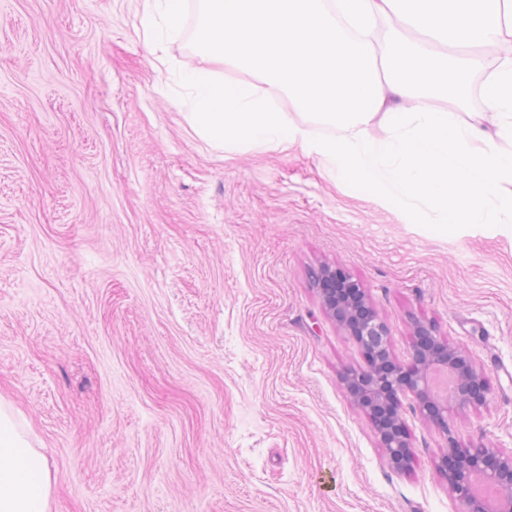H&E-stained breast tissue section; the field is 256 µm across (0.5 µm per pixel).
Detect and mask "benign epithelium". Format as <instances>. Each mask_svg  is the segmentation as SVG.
<instances>
[{"instance_id": "obj_1", "label": "benign epithelium", "mask_w": 512, "mask_h": 512, "mask_svg": "<svg viewBox=\"0 0 512 512\" xmlns=\"http://www.w3.org/2000/svg\"><path fill=\"white\" fill-rule=\"evenodd\" d=\"M311 278L325 314L362 352L365 365L346 369L342 383L369 419L391 467L405 472L414 463L400 399L410 394L413 412L445 438L435 467L464 512H512V451L465 447L449 424L453 412L482 406L489 393L486 375L468 350L438 336L432 322L416 319L409 358L399 361L391 352L390 328L360 281L330 264L318 266ZM439 368L457 376L456 390L446 400L436 399L431 390L430 375Z\"/></svg>"}]
</instances>
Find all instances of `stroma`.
Listing matches in <instances>:
<instances>
[{
	"label": "stroma",
	"mask_w": 512,
	"mask_h": 512,
	"mask_svg": "<svg viewBox=\"0 0 512 512\" xmlns=\"http://www.w3.org/2000/svg\"><path fill=\"white\" fill-rule=\"evenodd\" d=\"M200 0H0V406L49 460L52 512H462L406 413L394 471L310 274L346 270L410 353L435 323L491 392L461 444L512 450V235L413 224L295 148L186 119ZM150 15L158 14L169 29H175L181 22L179 0H146Z\"/></svg>",
	"instance_id": "35a3bbf8"
}]
</instances>
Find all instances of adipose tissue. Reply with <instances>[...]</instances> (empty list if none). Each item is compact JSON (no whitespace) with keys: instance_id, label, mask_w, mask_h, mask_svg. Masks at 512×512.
Masks as SVG:
<instances>
[{"instance_id":"ef3b65f1","label":"adipose tissue","mask_w":512,"mask_h":512,"mask_svg":"<svg viewBox=\"0 0 512 512\" xmlns=\"http://www.w3.org/2000/svg\"><path fill=\"white\" fill-rule=\"evenodd\" d=\"M53 476L0 407V512H51Z\"/></svg>"}]
</instances>
